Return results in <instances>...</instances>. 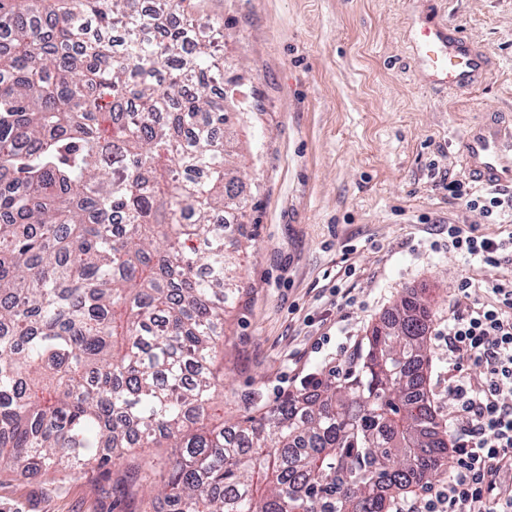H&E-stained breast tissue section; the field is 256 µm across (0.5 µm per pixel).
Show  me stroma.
Wrapping results in <instances>:
<instances>
[{"instance_id": "stroma-1", "label": "stroma", "mask_w": 512, "mask_h": 512, "mask_svg": "<svg viewBox=\"0 0 512 512\" xmlns=\"http://www.w3.org/2000/svg\"><path fill=\"white\" fill-rule=\"evenodd\" d=\"M224 58L260 107L237 125L249 196L244 289L225 325L224 416L273 406L308 374L343 367L400 300H430L432 327L472 306L462 280L512 278L448 247V226L512 234L451 197L463 139L512 124V0H209ZM452 25L486 52L485 80L460 95L424 77L416 35ZM355 269L341 275L343 263ZM430 400L448 405V350L429 343ZM111 476L0 474V512H129Z\"/></svg>"}]
</instances>
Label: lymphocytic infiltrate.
I'll use <instances>...</instances> for the list:
<instances>
[{"label": "lymphocytic infiltrate", "mask_w": 512, "mask_h": 512, "mask_svg": "<svg viewBox=\"0 0 512 512\" xmlns=\"http://www.w3.org/2000/svg\"><path fill=\"white\" fill-rule=\"evenodd\" d=\"M448 246L495 266L512 236L497 241L452 224ZM486 292L435 331L448 350V478L395 499L392 512H512V284Z\"/></svg>", "instance_id": "f902f5d3"}]
</instances>
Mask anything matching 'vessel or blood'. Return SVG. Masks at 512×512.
I'll return each instance as SVG.
<instances>
[{"label": "vessel or blood", "mask_w": 512, "mask_h": 512, "mask_svg": "<svg viewBox=\"0 0 512 512\" xmlns=\"http://www.w3.org/2000/svg\"><path fill=\"white\" fill-rule=\"evenodd\" d=\"M420 51L428 82L447 84L457 93L471 91L485 75L484 53L455 29L426 23ZM462 166L482 187H512V129L497 124L472 129L463 141Z\"/></svg>", "instance_id": "b4317fda"}]
</instances>
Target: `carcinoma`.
I'll return each instance as SVG.
<instances>
[{"mask_svg": "<svg viewBox=\"0 0 512 512\" xmlns=\"http://www.w3.org/2000/svg\"><path fill=\"white\" fill-rule=\"evenodd\" d=\"M204 0H0V470L132 462V512H385L447 471L427 301L343 369L211 424L245 237ZM121 216L122 223L112 222ZM151 448H173L157 474Z\"/></svg>", "mask_w": 512, "mask_h": 512, "instance_id": "obj_1", "label": "carcinoma"}]
</instances>
